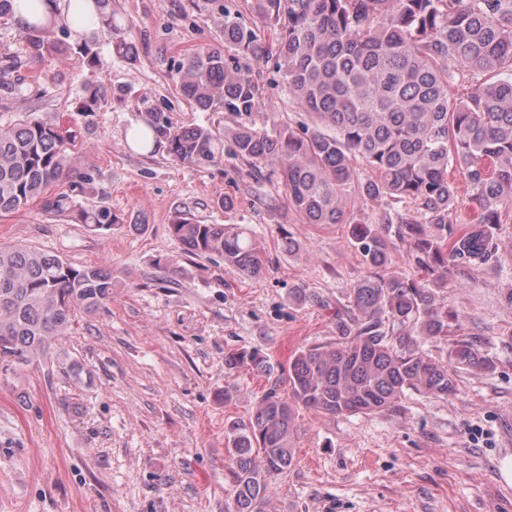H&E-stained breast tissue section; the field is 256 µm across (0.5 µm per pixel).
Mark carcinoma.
<instances>
[{"label":"carcinoma","instance_id":"carcinoma-1","mask_svg":"<svg viewBox=\"0 0 512 512\" xmlns=\"http://www.w3.org/2000/svg\"><path fill=\"white\" fill-rule=\"evenodd\" d=\"M43 0H25L32 21L23 30L27 59L0 60V87L12 91L13 73L47 54L72 49L98 64L83 34L39 13ZM275 35L274 68L312 125L296 133L275 124L264 131H231L236 152L253 164L279 167L288 208L306 224H349L368 269L336 311V341L302 349L288 362L289 393L272 388L245 418L227 428L234 487L227 512H265L277 480L294 461L295 409L369 415L394 409L408 390L434 397L455 393L449 364L478 369L489 361L464 338L449 362L422 348L448 338V309L438 289L462 268L498 260L492 226L512 211V0H252ZM96 13L112 26V0H79L78 19ZM261 56L268 49L256 29L224 11V49H201L176 70V86L205 111L250 113L258 85L247 70L226 65L224 51ZM484 81L453 97L457 77ZM107 96L86 87L79 111L96 112ZM131 144L162 149L188 167L215 159L217 137L185 128L144 106ZM75 136L58 123L26 113L0 125V216L34 201L69 210L54 193L73 166ZM459 169L476 207L474 223L448 233ZM386 199L403 213L383 215L382 226L357 224L356 207ZM78 223L110 229L119 218L107 207L73 210ZM170 232L186 253L217 255L252 279L266 272L261 250L240 227L179 217ZM410 244L417 278H386L389 237ZM112 299V272L75 266L25 245L0 246V360L25 363L50 351L68 332L73 314L97 312ZM265 361L254 353L226 357L228 369Z\"/></svg>","mask_w":512,"mask_h":512}]
</instances>
